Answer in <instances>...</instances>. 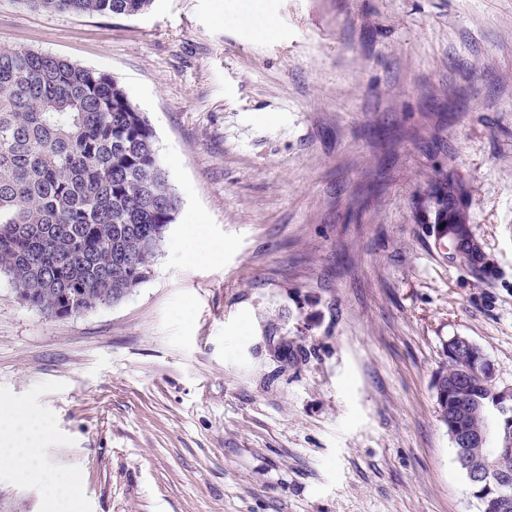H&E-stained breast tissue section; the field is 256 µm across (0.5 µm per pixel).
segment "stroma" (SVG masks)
<instances>
[{
	"mask_svg": "<svg viewBox=\"0 0 512 512\" xmlns=\"http://www.w3.org/2000/svg\"><path fill=\"white\" fill-rule=\"evenodd\" d=\"M224 0L130 16L0 0V45L107 73L181 206L121 304L48 319L0 278V404L35 411L79 512H479L437 414L448 339L512 386V0ZM465 190L497 279L423 201ZM223 243L185 259L191 217ZM0 470V512H50ZM224 22L225 24H248L259 38H264L268 34V30L264 26L265 21L242 7L230 6L225 10L224 6ZM428 197L432 203V234L443 257L448 259V251L458 253L467 272L476 281L493 279L495 273L492 270L480 271L486 264L484 255L471 250L468 225L463 222L462 200L448 181V171L444 168L434 170ZM478 273H482L485 280Z\"/></svg>",
	"mask_w": 512,
	"mask_h": 512,
	"instance_id": "obj_1",
	"label": "stroma"
}]
</instances>
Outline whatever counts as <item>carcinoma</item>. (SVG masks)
<instances>
[{
  "instance_id": "carcinoma-1",
  "label": "carcinoma",
  "mask_w": 512,
  "mask_h": 512,
  "mask_svg": "<svg viewBox=\"0 0 512 512\" xmlns=\"http://www.w3.org/2000/svg\"><path fill=\"white\" fill-rule=\"evenodd\" d=\"M48 12L134 15L152 0H15ZM432 234L477 281L484 255L471 250L462 200L448 171L434 170ZM179 212L158 160L153 127L105 73L22 47L0 46V276L29 308L58 319L117 306L146 282L151 260ZM437 397L463 473L496 467L482 437L495 401L493 373L479 346L446 349ZM480 512H512V472L500 483L468 481Z\"/></svg>"
}]
</instances>
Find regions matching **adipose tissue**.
<instances>
[{"label":"adipose tissue","mask_w":512,"mask_h":512,"mask_svg":"<svg viewBox=\"0 0 512 512\" xmlns=\"http://www.w3.org/2000/svg\"><path fill=\"white\" fill-rule=\"evenodd\" d=\"M44 433L31 409L16 406L0 411V470L36 478L45 487L54 512H75L79 501L76 486L66 474L45 471L36 452Z\"/></svg>","instance_id":"obj_1"}]
</instances>
